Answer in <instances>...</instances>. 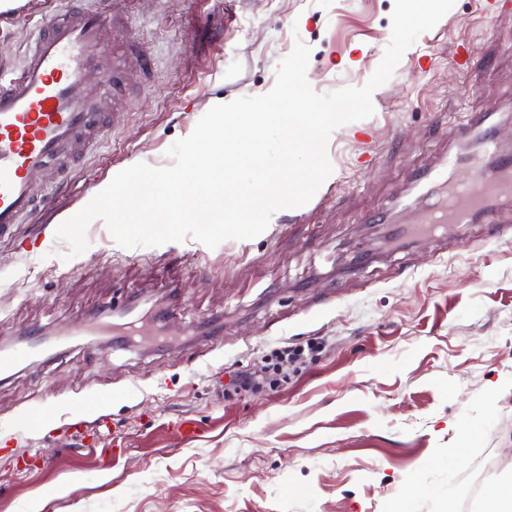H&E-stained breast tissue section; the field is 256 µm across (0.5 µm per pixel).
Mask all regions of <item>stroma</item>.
Wrapping results in <instances>:
<instances>
[{
    "mask_svg": "<svg viewBox=\"0 0 512 512\" xmlns=\"http://www.w3.org/2000/svg\"><path fill=\"white\" fill-rule=\"evenodd\" d=\"M455 0L405 50L371 117L336 128L334 170L260 236L125 248L103 220L68 257L56 235L94 187L138 163L166 168L212 99L270 91L296 42L315 92L367 82L394 0H124L149 60L99 152L78 161L32 223L0 237V343L135 304L164 310L172 344L87 336L0 379V512H484L512 479V214L409 241L380 213L458 143L472 115L512 99V11ZM26 0L0 30L21 62ZM278 381L233 389L275 348ZM103 394L67 428L81 393ZM197 433L183 438L179 419Z\"/></svg>",
    "mask_w": 512,
    "mask_h": 512,
    "instance_id": "35a3bbf8",
    "label": "stroma"
}]
</instances>
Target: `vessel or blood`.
<instances>
[{
  "instance_id": "1",
  "label": "vessel or blood",
  "mask_w": 512,
  "mask_h": 512,
  "mask_svg": "<svg viewBox=\"0 0 512 512\" xmlns=\"http://www.w3.org/2000/svg\"><path fill=\"white\" fill-rule=\"evenodd\" d=\"M115 12L103 0L39 15L22 63L0 52V234L25 224L51 194L56 180L110 130L108 107L124 72L116 55ZM491 113L461 125V141L478 140L481 157L449 151L435 169L414 179L430 202L418 209L416 234L446 224H495L512 209V155L502 153ZM473 176L456 177L462 165ZM46 177L38 183L31 172ZM39 348L0 352V373L33 363Z\"/></svg>"
}]
</instances>
